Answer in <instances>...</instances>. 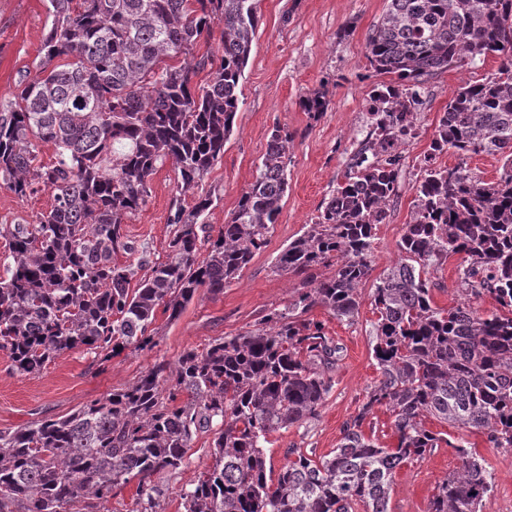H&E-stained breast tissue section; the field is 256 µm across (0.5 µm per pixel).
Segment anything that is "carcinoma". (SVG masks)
Listing matches in <instances>:
<instances>
[{"label":"carcinoma","mask_w":512,"mask_h":512,"mask_svg":"<svg viewBox=\"0 0 512 512\" xmlns=\"http://www.w3.org/2000/svg\"><path fill=\"white\" fill-rule=\"evenodd\" d=\"M44 54L0 107V187L26 198L53 193L33 224H1L0 350L38 375L58 355L86 347L119 355L156 345L157 310L173 321L199 290L224 292L267 242L288 191V144L276 126L224 227L202 222L212 195L189 209L175 200L164 262L131 256L123 224L146 205L151 176L169 162L176 193L198 186L224 155L260 15L258 0H46ZM220 29L221 54L193 53ZM497 57L496 72L455 90L430 149L439 155L508 152L487 183L462 166L426 171L399 260L372 292L373 356L380 373L327 455L288 451L277 477L264 443L316 417L331 391L339 347L308 317L320 306L339 321L359 309L380 215L398 170L353 163L276 269L301 278L288 306L201 351L160 361L128 387L58 419L0 430V512H112V490L137 481L133 512H162L154 477L174 474L194 440L214 434L213 464L182 494L184 512H389L394 478L448 433L426 420L486 434L512 448V0H388L366 38L377 112L404 122L387 97L426 79ZM210 70L203 85L194 77ZM309 119L322 91L301 100ZM53 146L43 164L38 143ZM460 255L464 296L490 295L500 310L434 305L427 270ZM334 267L319 278L315 271ZM381 407L395 443L363 426ZM462 460L428 512H482L494 477L464 438Z\"/></svg>","instance_id":"carcinoma-1"}]
</instances>
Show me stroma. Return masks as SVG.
Here are the masks:
<instances>
[{
	"mask_svg": "<svg viewBox=\"0 0 512 512\" xmlns=\"http://www.w3.org/2000/svg\"><path fill=\"white\" fill-rule=\"evenodd\" d=\"M387 6V0H260L261 24L241 82L242 103L223 157L192 191L183 197L193 206L198 196L215 195L204 220L221 228L243 191L254 181L257 166L275 126L294 137L288 148V191L278 221L266 246L248 268L219 295L199 291L175 321L157 315L158 344L152 350L105 359L100 352L79 348L57 356L37 376L17 373L7 352L0 350V430L17 429L38 419H56L83 404L125 388L155 362L175 361L187 349H200L211 340L233 336L254 327L260 318L292 301L297 277L277 271L276 255L305 225L316 223L329 191L342 178L358 133L357 114L377 78L365 57L366 36ZM47 32L44 0H0V104L11 99L19 79L42 57ZM496 58L432 77L425 85L426 103L417 115L427 135L455 89L487 77L497 69ZM327 89L328 108L318 122H309L300 101L314 90ZM413 169L401 174V195L389 207V220L378 225L373 243L371 280L359 288V314L341 322L326 309L310 316L325 326L327 336L340 347L341 359L331 372L332 389L317 417L274 433L266 450L267 465L279 470L287 451L298 448L323 456L336 448L344 424L364 402L379 372L372 354L370 322L373 278L398 258L397 243L414 210ZM171 164L159 167L150 181L147 204L124 226L128 240L148 246L151 261L167 256L168 218L176 187ZM53 197L42 190L27 198L0 188V224H31L50 210ZM457 259L430 270L428 278L437 305L449 307L468 301L486 315L498 305L488 296L464 299L457 281ZM477 454L493 472L495 487L482 512H512V448H495L482 434H470ZM212 438L198 437L184 466L159 480L165 512H184L181 494L197 474L213 463ZM462 465L456 450L444 445L397 473L390 512H428L443 478Z\"/></svg>",
	"mask_w": 512,
	"mask_h": 512,
	"instance_id": "1",
	"label": "stroma"
}]
</instances>
